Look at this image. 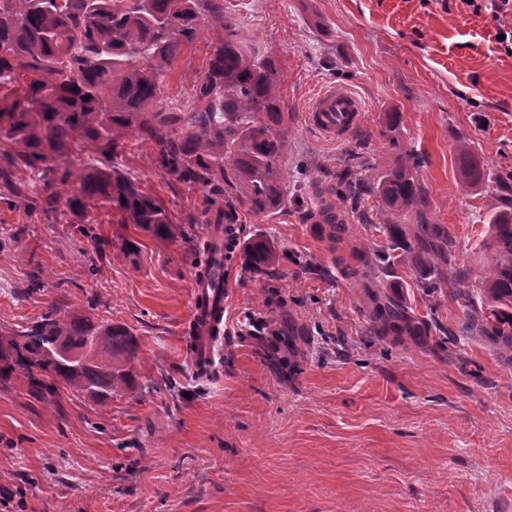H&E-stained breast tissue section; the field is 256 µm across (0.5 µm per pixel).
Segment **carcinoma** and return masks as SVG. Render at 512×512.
<instances>
[{
	"instance_id": "obj_1",
	"label": "carcinoma",
	"mask_w": 512,
	"mask_h": 512,
	"mask_svg": "<svg viewBox=\"0 0 512 512\" xmlns=\"http://www.w3.org/2000/svg\"><path fill=\"white\" fill-rule=\"evenodd\" d=\"M211 31L205 65L183 105L164 99V84L185 50ZM90 99H85V96ZM288 113L273 53L242 35L224 0H0V201L23 205L57 223L71 214L75 231L98 244L88 213L111 207L161 245L193 240L196 226L212 225L205 252L215 251L224 225L245 213L279 209L284 200ZM150 144L153 168L198 187L202 202L187 224L172 223L163 203L140 189L117 158L131 142ZM89 151L77 161L73 156ZM463 181L483 171L466 144L458 148ZM423 163L412 154L374 174L369 159L358 174H336L338 199L358 204L376 196L387 221L371 224L388 234L393 252L353 253L347 275L371 283L398 263L430 266L424 288H449L463 319L448 337L481 336L512 352V212L491 209L492 268L479 299L466 288L467 270L452 263L454 240L419 210ZM25 171L29 180L20 181ZM415 211L416 222L397 215ZM244 268L279 275V253L261 236L234 240ZM368 335L421 336L405 309L370 293ZM139 345L129 328L70 314L54 301L31 326L0 336V378H15L44 398L61 388L91 396L101 406L134 388Z\"/></svg>"
}]
</instances>
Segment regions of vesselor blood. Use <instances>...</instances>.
I'll list each match as a JSON object with an SVG mask.
<instances>
[{
    "label": "vessel or blood",
    "instance_id": "1",
    "mask_svg": "<svg viewBox=\"0 0 512 512\" xmlns=\"http://www.w3.org/2000/svg\"><path fill=\"white\" fill-rule=\"evenodd\" d=\"M364 106L350 90L333 86L321 91L312 101L307 121L320 136L333 142L347 140L360 125ZM192 316L199 323L197 347L193 352L196 365L210 366L212 347L220 336V318L224 316V264L214 261L212 279L196 281Z\"/></svg>",
    "mask_w": 512,
    "mask_h": 512
}]
</instances>
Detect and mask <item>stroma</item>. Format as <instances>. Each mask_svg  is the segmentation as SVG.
Instances as JSON below:
<instances>
[{
  "label": "stroma",
  "instance_id": "obj_1",
  "mask_svg": "<svg viewBox=\"0 0 512 512\" xmlns=\"http://www.w3.org/2000/svg\"><path fill=\"white\" fill-rule=\"evenodd\" d=\"M249 36L274 52L288 112L284 205L245 216L242 238L272 239L280 277L224 266V333L209 378L191 361L190 307L204 233L158 245L117 211L95 208L103 247L75 240L67 216L47 223L0 202L15 239L0 253V333L37 321L57 301L127 326L139 344L135 388L103 407L61 389L37 399L0 380V512H512V359L487 340L450 341L461 307L428 273L400 264L386 296L439 327L423 340L370 341L362 281L338 259L389 238L347 213L340 241L318 223L336 173L355 156L378 170L426 158L428 218L455 241L456 265L478 289L492 265L488 211L512 176V56L493 19L461 0H225ZM207 34L165 86L184 99L206 62ZM363 102L343 142L304 114L325 88ZM402 121L390 146L386 114ZM486 174L460 180L459 143ZM147 148L120 158L174 223L200 190L151 167ZM139 242L127 254L124 239ZM38 277L39 291L28 287ZM294 346L279 339L282 323Z\"/></svg>",
  "mask_w": 512,
  "mask_h": 512
}]
</instances>
